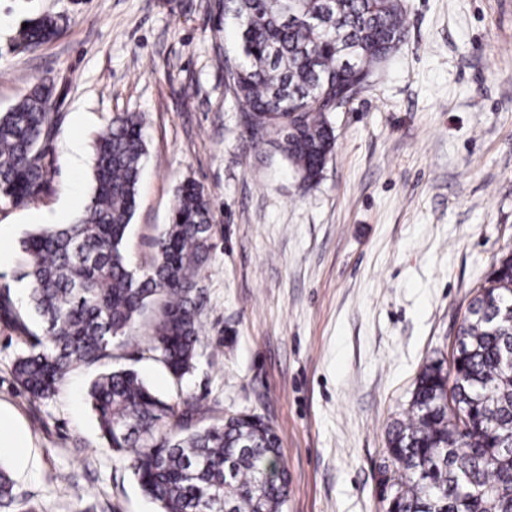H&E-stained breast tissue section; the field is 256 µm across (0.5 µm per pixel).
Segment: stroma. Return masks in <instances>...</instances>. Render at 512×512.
<instances>
[{"mask_svg": "<svg viewBox=\"0 0 512 512\" xmlns=\"http://www.w3.org/2000/svg\"><path fill=\"white\" fill-rule=\"evenodd\" d=\"M407 35L364 90L332 113L336 145L306 188L270 143L252 144L224 66L239 28L218 0H0V110L37 79L60 121L49 180L25 206L0 203V410L31 437L4 463L41 512H156L127 453L112 451L86 400L100 365L56 394L23 392L13 363L29 334L20 242L34 214L73 222L93 188L95 140L113 113L145 116L148 161L126 241L147 267L176 188L211 202L213 249L199 278L194 369L175 382L154 360L149 318L112 362L203 423L257 415L281 438L285 512H379L376 475L391 423L424 364L449 361L475 289L512 251V0H404ZM57 18L55 39L16 50L23 23ZM78 166H71L72 143Z\"/></svg>", "mask_w": 512, "mask_h": 512, "instance_id": "stroma-1", "label": "stroma"}]
</instances>
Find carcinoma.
Returning a JSON list of instances; mask_svg holds the SVG:
<instances>
[{"instance_id": "1", "label": "carcinoma", "mask_w": 512, "mask_h": 512, "mask_svg": "<svg viewBox=\"0 0 512 512\" xmlns=\"http://www.w3.org/2000/svg\"><path fill=\"white\" fill-rule=\"evenodd\" d=\"M239 22L229 75L247 107L251 140L274 146L306 187L335 145L329 121L354 78L369 80L405 40L402 0H219ZM52 17L27 22L17 46L54 39ZM54 83L41 79L0 112V202L24 206L50 174L43 144L59 117ZM144 115L114 112L96 140L94 190L80 218L22 240L29 306L41 319L15 360L34 399L52 397L76 363L112 358V345L152 312L154 360L180 380L199 341L196 278L212 248L210 204L193 181L176 190L171 221L148 269L125 253L148 148ZM449 367L421 370L409 408L394 421L379 465L395 512H512V253L494 265L469 302ZM86 398L103 438L131 451L129 467L157 512H283L288 473L274 427L231 415L201 426L199 402L171 404L128 367L108 366ZM0 462V507L38 512L14 491Z\"/></svg>"}]
</instances>
